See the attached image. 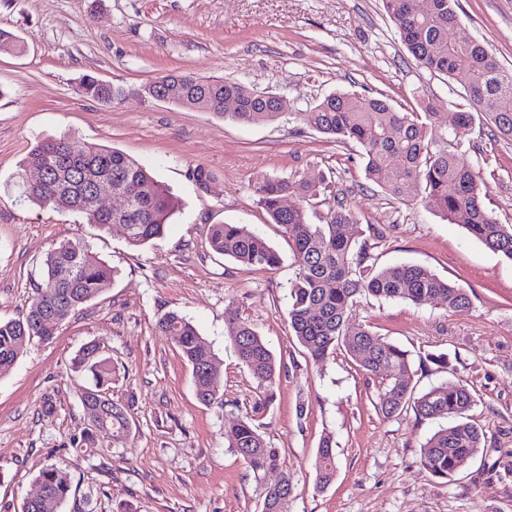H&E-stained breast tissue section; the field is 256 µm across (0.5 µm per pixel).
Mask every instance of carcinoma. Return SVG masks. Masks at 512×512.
<instances>
[{
    "mask_svg": "<svg viewBox=\"0 0 512 512\" xmlns=\"http://www.w3.org/2000/svg\"><path fill=\"white\" fill-rule=\"evenodd\" d=\"M385 13L415 63L435 75L453 79L466 76L458 96L466 104L445 99L427 102L421 112L395 108L387 100L339 92L316 102L301 119L319 133L338 142H353L361 150L368 178L385 187L399 203L410 202L408 188H423L421 202L452 224L462 225L473 237L502 259L512 262V224L500 223L483 205L488 185L476 167L464 159L465 150L451 132L439 134L432 117L440 108L452 109L455 124L479 119L491 124L499 138L512 141V69L500 64L480 41L459 42L457 0H429V12L417 11L415 0H382ZM177 108L204 110L239 123L274 121L280 113L269 99L244 84L222 77L191 74L159 78ZM129 90L86 75L78 94L110 105ZM25 172L38 169L44 178L20 186L21 195L42 207L82 214L102 230L122 227L129 245L143 246L162 237L176 210L165 185L136 160L103 145H88L75 153L66 136L40 139L19 164ZM112 180L118 194L135 192L130 208L99 214L90 205L95 182ZM260 207L288 238L297 264L289 287L288 318L292 333L316 364L340 350L354 359L367 375L380 379L373 406L390 419L412 410L421 420L448 418L453 425L434 432L423 444L420 463L432 475L448 479L461 471V463L481 448L483 431L468 418L473 395L461 381H445L415 392L408 351L384 340L364 326L353 329L348 316L363 296L408 300L416 305L436 303L450 310L469 308L465 289L415 264L378 268L367 244L359 245L353 231L357 217L343 205L328 211L320 224L309 217V207L320 196L319 187L301 174L267 177L257 182ZM293 195L301 206L290 210L283 201ZM206 242L217 254L255 270L281 263L279 252L244 224H210ZM114 278V270L80 241L60 243L44 261V278L36 286L30 309L21 319L0 320V371L12 367L29 341L55 336L59 318L95 298ZM231 340L239 361L263 387H272L281 365L254 326L229 309ZM157 331L169 338L192 368L197 399L205 405L221 401L222 386L215 354L195 325L176 312L157 321ZM77 372L91 374L89 390L108 401L97 412H87L78 445L94 447L101 435L114 444L126 440L132 423L124 405L112 400L116 379L111 350L100 341L84 344L73 359ZM228 447L241 458L256 479L281 467L278 449L268 445L253 419L236 417L226 434ZM317 487L327 488L336 477L335 442L327 435L313 460ZM44 495L26 512H58L70 492V479L53 464L38 476ZM293 483L288 474L261 487L262 512H290Z\"/></svg>",
    "mask_w": 512,
    "mask_h": 512,
    "instance_id": "1",
    "label": "carcinoma"
}]
</instances>
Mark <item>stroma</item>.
<instances>
[{
    "label": "stroma",
    "instance_id": "stroma-1",
    "mask_svg": "<svg viewBox=\"0 0 512 512\" xmlns=\"http://www.w3.org/2000/svg\"><path fill=\"white\" fill-rule=\"evenodd\" d=\"M458 13L460 37L483 42L512 67V0H459ZM0 29L23 46L0 52V319L26 313L60 242L88 243L117 272L51 340H32L0 374V512H22L48 464L72 481L61 512H261L259 486L225 439L229 419L247 412L281 451L292 512H512V475L495 468L512 462V263L461 225L395 201L366 178L356 144L331 142L299 118L336 92L415 110L460 89V80L416 65L381 0H0ZM85 74L129 87L168 74L223 76L284 95L287 106L277 120L241 124L138 97L105 105L78 95ZM62 134L80 148L119 149L153 171L179 201L165 235L133 248L120 227L102 232L80 214L24 201L21 160L38 139ZM456 138L489 185L486 210L512 224V142L478 122L457 128ZM200 165L215 177L210 187L191 177ZM296 172L324 188L312 223L345 205L378 265L418 264L467 289L471 305L463 310L364 297L351 316L352 325L371 326L410 352L417 390L469 384V416L486 442L452 478L434 477L419 462L445 420L411 411L384 418L371 404L378 380L341 352L314 365L293 337L288 289L296 265L255 185ZM222 223L264 237L280 265L258 271L213 253L206 228ZM377 228L383 238L374 237ZM233 304L282 362L273 390L258 386L236 357L227 321ZM169 311L211 345L223 372L222 405L197 400L189 365L158 334ZM93 340L111 348L112 397L132 416L119 447L104 436L92 448L77 444L91 378L73 370L72 358ZM430 353L447 354L449 367L428 363ZM326 434L336 442L337 472L322 490L313 458Z\"/></svg>",
    "mask_w": 512,
    "mask_h": 512
}]
</instances>
